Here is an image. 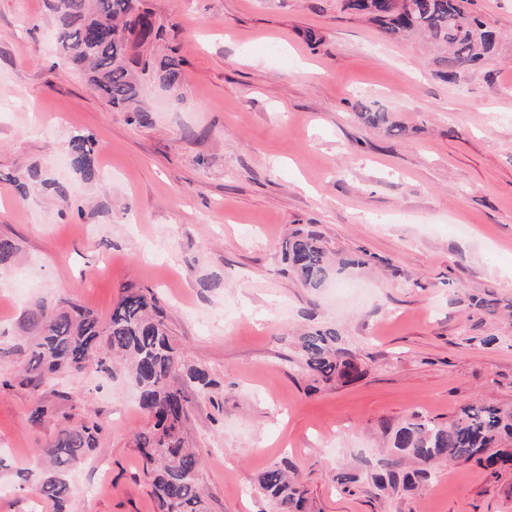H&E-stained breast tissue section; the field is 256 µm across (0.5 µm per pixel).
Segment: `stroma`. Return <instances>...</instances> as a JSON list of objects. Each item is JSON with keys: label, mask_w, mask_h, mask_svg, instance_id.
I'll return each instance as SVG.
<instances>
[{"label": "stroma", "mask_w": 512, "mask_h": 512, "mask_svg": "<svg viewBox=\"0 0 512 512\" xmlns=\"http://www.w3.org/2000/svg\"><path fill=\"white\" fill-rule=\"evenodd\" d=\"M151 3L182 81L147 82L132 121L58 67L45 0H0V237L17 248L0 263V512H56L17 475L89 421L103 430L67 512H157L132 444L148 417L123 370L20 382L32 309L66 297L105 320L126 288L159 300L185 363L215 382L174 381L210 512H272L254 482L281 462L311 512H512V469L449 465L389 497L335 481L371 467L412 413L512 408V0H474L499 42L452 82L428 44L386 38L342 0ZM360 102L404 134L362 124ZM77 135L95 142V180L71 163ZM306 233L330 258L316 289L282 251ZM485 297L501 308L475 309ZM316 327L336 329L362 377L313 385L295 339ZM38 405L53 414L34 425Z\"/></svg>", "instance_id": "35a3bbf8"}]
</instances>
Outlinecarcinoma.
<instances>
[{
    "label": "carcinoma",
    "instance_id": "cac0c4a2",
    "mask_svg": "<svg viewBox=\"0 0 512 512\" xmlns=\"http://www.w3.org/2000/svg\"><path fill=\"white\" fill-rule=\"evenodd\" d=\"M471 0H345L351 14L376 22L386 37L396 39L422 34L444 46L435 57L436 76L454 81L470 71L495 46L496 33L469 8ZM57 23L58 63L90 75L94 89L119 112L142 118L144 83L157 73L166 88L178 87L184 60L175 48L154 67L143 53L162 40L163 27L138 29L153 15L146 0H47ZM358 118L389 137L404 128L385 111L358 104ZM92 141L76 136L71 142V163L85 180L95 178ZM285 259L308 288L320 287L327 274L328 257L312 235H296L284 246ZM27 322L36 333L29 347L26 372L40 383L82 370L96 358L97 372L110 376L114 361L128 363L139 390L140 407L152 426L135 433L133 443L145 462L157 512H208L199 481L201 458L185 445L181 426L188 413L187 398L172 385L179 375L201 389L213 382L198 368L184 365L173 347L163 312L157 301L135 288H126L107 322L67 299L57 306H39ZM332 327L315 328L299 337L302 363L317 383L357 378L358 363L340 346ZM102 425L94 422L63 429L43 449L48 460L45 474L36 482L40 498L61 506L71 496L69 470L96 447ZM390 453L382 467L371 473L343 469L336 483L344 493L361 484L380 495L425 482L442 466L475 461L495 476L512 464V409L480 402L460 408L447 423L413 413L395 428L385 427ZM259 488L275 512H308L307 490L288 475L287 466L273 464L258 478Z\"/></svg>",
    "mask_w": 512,
    "mask_h": 512
}]
</instances>
